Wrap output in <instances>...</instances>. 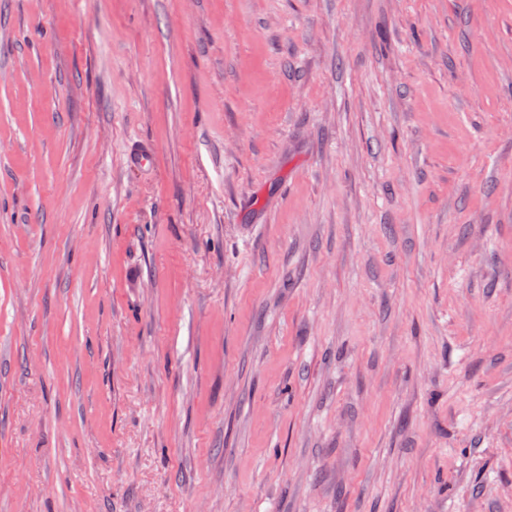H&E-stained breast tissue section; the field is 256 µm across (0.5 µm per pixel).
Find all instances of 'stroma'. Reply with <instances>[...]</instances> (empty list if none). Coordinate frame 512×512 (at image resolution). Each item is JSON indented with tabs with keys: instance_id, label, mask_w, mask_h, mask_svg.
Here are the masks:
<instances>
[{
	"instance_id": "stroma-1",
	"label": "stroma",
	"mask_w": 512,
	"mask_h": 512,
	"mask_svg": "<svg viewBox=\"0 0 512 512\" xmlns=\"http://www.w3.org/2000/svg\"><path fill=\"white\" fill-rule=\"evenodd\" d=\"M0 512H512V0H0ZM157 149L149 142L137 144L129 153L128 164L137 170L148 171L155 165Z\"/></svg>"
}]
</instances>
